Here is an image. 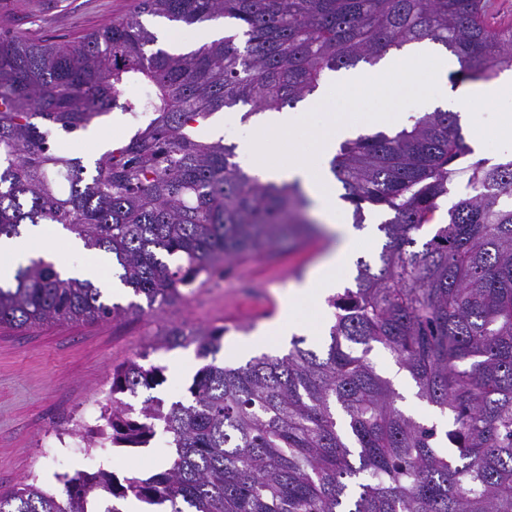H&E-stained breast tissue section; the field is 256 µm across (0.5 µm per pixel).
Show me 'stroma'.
I'll use <instances>...</instances> for the list:
<instances>
[{
    "label": "stroma",
    "instance_id": "35a3bbf8",
    "mask_svg": "<svg viewBox=\"0 0 512 512\" xmlns=\"http://www.w3.org/2000/svg\"><path fill=\"white\" fill-rule=\"evenodd\" d=\"M134 6V0H0V24L31 39L49 36L63 41L97 29L112 17ZM145 24L158 36L161 48L177 52L195 49L211 22L192 27L148 16ZM333 112L359 120V133H372L363 117L384 111L382 102L365 97L361 89L351 93L331 90ZM478 125L464 127V134L479 130L484 141L498 140V150L484 149L483 158L493 165L512 159V138L497 132V107L483 102L471 106ZM313 122L303 118L292 134L266 140L258 162L271 164L289 152L307 150ZM333 243L318 237L301 245L285 243L273 251L236 264L224 277L194 289L184 300L119 322L52 324L31 331L0 327V493L34 479L43 488L59 491L62 475L83 469V457L63 452L52 442L53 434L75 427L79 436L97 426L95 405L112 389L114 366L146 353L150 364L163 367L164 381L141 397L167 402L186 399L187 388L203 361L195 347L150 351L155 334L172 325L189 328H224V343L253 335L280 314L282 301L294 285V272L310 274L327 256ZM302 321L309 348L319 351L329 341L334 322L331 308L310 302L294 311ZM173 454L168 443L146 448H107L95 451L97 467L118 478H145L159 471Z\"/></svg>",
    "mask_w": 512,
    "mask_h": 512
}]
</instances>
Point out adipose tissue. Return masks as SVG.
Listing matches in <instances>:
<instances>
[{
  "label": "adipose tissue",
  "mask_w": 512,
  "mask_h": 512,
  "mask_svg": "<svg viewBox=\"0 0 512 512\" xmlns=\"http://www.w3.org/2000/svg\"><path fill=\"white\" fill-rule=\"evenodd\" d=\"M449 60L435 52L432 44L425 43L408 51L397 53L382 60L364 75L343 78L342 86L361 87L368 97L389 105L400 93H413L417 109L429 112L447 105L452 111L467 115L472 101L480 100L490 105L499 104L512 96V73L502 74L495 82L466 88L456 95H449L446 78ZM309 111H321L325 119L317 124L311 136L310 148L304 153H291L287 160L260 167L257 171L262 181L279 182L299 180L310 190L336 233L338 243L313 273L296 284L286 297L279 318L260 329L253 337L236 341L229 352L241 356L251 352L256 343L279 345L296 329L292 317L297 303L306 300L323 301L335 291L349 271L351 259L363 243L362 234L348 224L336 198V185L328 170V162L336 151L337 140L351 135L354 126L344 117L329 112L324 96H317L308 106ZM302 118L298 112H270L264 122L240 144L243 155L259 154L268 136L280 135L292 130Z\"/></svg>",
  "instance_id": "ef3b65f1"
}]
</instances>
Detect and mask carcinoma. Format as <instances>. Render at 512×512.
<instances>
[{
	"mask_svg": "<svg viewBox=\"0 0 512 512\" xmlns=\"http://www.w3.org/2000/svg\"><path fill=\"white\" fill-rule=\"evenodd\" d=\"M147 14L194 25L224 19V37L188 53L151 49ZM430 42L463 80L512 68V20L494 0H136L72 41L0 27V238L60 224L112 256V276L146 305L107 303L88 280L30 260L0 285V326L115 321L185 298L224 267L307 229L299 182L263 183L236 145L202 139V119L242 106V121L314 94L331 73L375 65ZM129 85L149 89L128 99ZM118 111L131 135L89 160L53 149ZM471 154L457 113L426 112L394 134L344 140L329 168L353 207L380 209L378 260L356 261L324 353L293 337L283 356L217 362L224 329L163 332L152 349L196 346L206 360L187 401H125L162 367L140 353L112 373L95 440L114 448L169 436L171 462L145 479L100 470L61 493L25 483L0 512H90V498L128 495L170 512H512V160ZM470 192L434 224L459 178ZM390 351L417 397L452 418L439 434L406 414L367 358Z\"/></svg>",
	"mask_w": 512,
	"mask_h": 512,
	"instance_id": "obj_1",
	"label": "carcinoma"
}]
</instances>
